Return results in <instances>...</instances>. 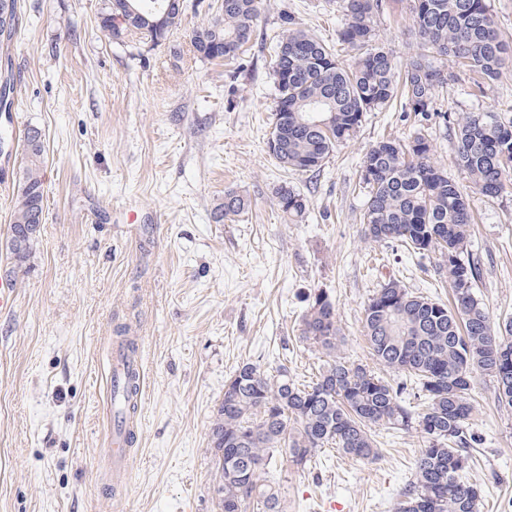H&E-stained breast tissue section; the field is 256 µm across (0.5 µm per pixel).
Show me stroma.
<instances>
[{"instance_id":"35a3bbf8","label":"stroma","mask_w":512,"mask_h":512,"mask_svg":"<svg viewBox=\"0 0 512 512\" xmlns=\"http://www.w3.org/2000/svg\"><path fill=\"white\" fill-rule=\"evenodd\" d=\"M101 0H17L9 43L14 77L12 152L0 157V240L14 207L23 136L45 135L44 222L15 304L0 312V512H219L210 428L224 383L242 365L287 368L296 385L326 361L301 335L306 295L336 307L345 360L371 361L365 307L385 279L448 302L436 254L364 240L361 163L379 140L422 133L433 158L468 193L475 218L467 245L481 276L473 291L492 324L512 319V192L488 198L455 164L454 125L426 121L404 100L367 113L320 173L284 170L268 154L275 109L274 44L282 14L351 63L338 33L340 0H261L239 59L190 50L204 16L186 13L159 45L110 39ZM376 37L398 66L421 54L410 0H382ZM437 104L451 114L495 110L512 119V67L485 91L458 74ZM308 201L304 220L284 218L276 190ZM243 212L216 221L225 192ZM135 341L145 383L135 453L122 495L112 494L106 448V375L112 345ZM469 478L480 512H512V407L493 379L473 374ZM379 455L334 448L297 467L276 458L269 480L282 512H396L412 483L419 431L377 427Z\"/></svg>"}]
</instances>
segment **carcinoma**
<instances>
[{
    "mask_svg": "<svg viewBox=\"0 0 512 512\" xmlns=\"http://www.w3.org/2000/svg\"><path fill=\"white\" fill-rule=\"evenodd\" d=\"M17 0H0V37L12 38ZM346 23L339 41L355 51L345 66L313 35L282 15L272 76L276 91L274 130L269 155L285 169L321 170L336 146L354 135L366 113L386 107L398 96L424 119L435 111V92L452 80L438 79L442 69L425 57L398 72L393 55L376 42L373 16L379 0H341ZM207 16L190 37L193 53L208 61L237 59L252 38L258 0H224L212 10L208 0H104L99 26L113 40L141 35L158 45L167 40L186 10ZM413 27L422 46L454 59L475 75L484 89L512 66V39L499 30L490 0H411ZM456 163L484 196L499 197L512 185V119L493 110L464 112L455 119ZM24 137L26 165L16 176L14 214L9 230L22 232L44 220V142ZM362 183L368 189L363 237L398 244L416 254L439 255L448 274L455 307L407 290L390 279L369 299L365 331L373 358L404 380L392 385L363 364L336 357V307L321 291L308 294L302 334L331 362L303 387L287 371L270 375L253 364L239 368L224 385L211 426L214 450H224L214 488L220 512H242L244 502L260 500L264 512H280L279 497L262 474L274 454L298 466L333 445L358 459H374L371 430L391 425L416 428L425 438L415 480L398 512H476L480 486L469 481L473 463L468 448L475 436L467 426L473 405L471 374L493 378L497 399L512 406V321L496 330L472 291L480 266L463 259L472 215L462 188L432 158V145L421 133L408 143L382 139L366 153ZM276 195L288 220L298 222L307 200L288 185ZM249 200L224 193L216 219L236 215ZM37 237L15 250L12 236L5 251L10 273L26 272Z\"/></svg>",
    "mask_w": 512,
    "mask_h": 512,
    "instance_id": "cac0c4a2",
    "label": "carcinoma"
}]
</instances>
